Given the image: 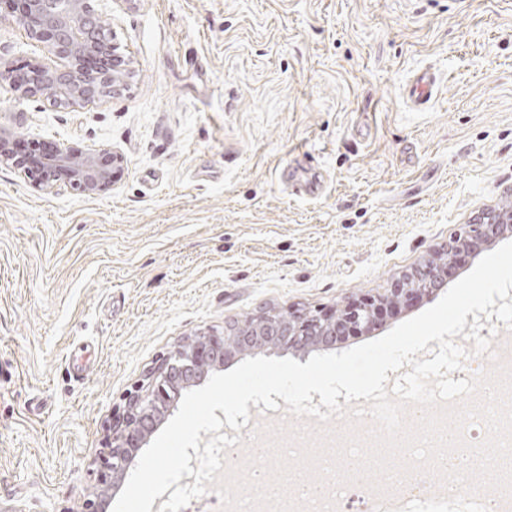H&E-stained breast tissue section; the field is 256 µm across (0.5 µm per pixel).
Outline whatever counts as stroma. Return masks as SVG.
<instances>
[{"instance_id": "obj_1", "label": "stroma", "mask_w": 512, "mask_h": 512, "mask_svg": "<svg viewBox=\"0 0 512 512\" xmlns=\"http://www.w3.org/2000/svg\"><path fill=\"white\" fill-rule=\"evenodd\" d=\"M125 88L55 107L0 80L24 145L120 155L107 192L0 164V512H85L158 355L261 310L386 293L512 203V0H108ZM0 60L56 65L11 16ZM437 76L423 109L404 97ZM441 298L390 310L343 352Z\"/></svg>"}]
</instances>
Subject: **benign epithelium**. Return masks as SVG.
<instances>
[{
	"mask_svg": "<svg viewBox=\"0 0 512 512\" xmlns=\"http://www.w3.org/2000/svg\"><path fill=\"white\" fill-rule=\"evenodd\" d=\"M94 0H0L23 27L28 38L43 44L62 61L54 68L39 67L14 84L20 99L46 96L60 107H75L114 95L123 89L130 62L104 34L102 13ZM112 150L76 143H54L50 149L24 150L9 135H0V163L11 165L35 188L52 192L66 188L85 196L112 186ZM508 218L483 210L474 223L448 242V263L433 257L422 260L384 295H363L333 311L311 315L288 309V320L270 319L243 336L201 334L175 355L163 354L144 378L125 396L112 419L111 435L102 454L107 473L104 488L86 500V512H107L109 491L123 482L137 464L140 449L159 423L177 405L182 393L199 383L208 369L220 366L235 353L279 349L306 353L331 347L338 339L369 329L383 310L443 288L457 260L479 244L498 239Z\"/></svg>",
	"mask_w": 512,
	"mask_h": 512,
	"instance_id": "benign-epithelium-1",
	"label": "benign epithelium"
}]
</instances>
